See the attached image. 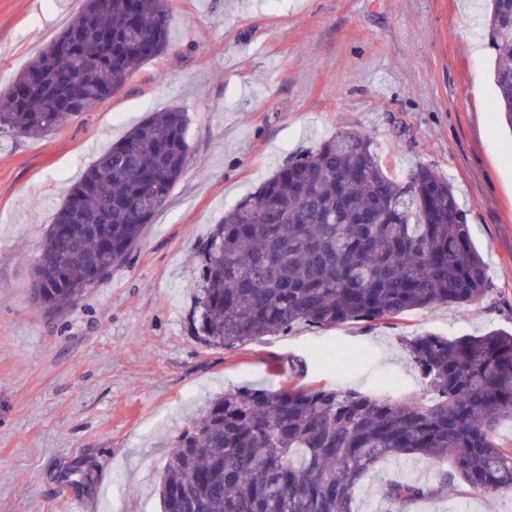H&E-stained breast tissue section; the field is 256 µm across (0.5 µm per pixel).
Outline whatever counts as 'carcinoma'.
I'll list each match as a JSON object with an SVG mask.
<instances>
[{"label": "carcinoma", "instance_id": "carcinoma-1", "mask_svg": "<svg viewBox=\"0 0 512 512\" xmlns=\"http://www.w3.org/2000/svg\"><path fill=\"white\" fill-rule=\"evenodd\" d=\"M165 0H84L82 11L0 92V133L41 138L93 111L170 47ZM494 111L512 130V0H493ZM186 112L135 125L66 196L34 261V294L73 308L123 264L185 172ZM192 322L209 347H234L304 323L391 322L488 287L452 184L420 166L394 174L364 132H341L288 160L224 214L197 249ZM419 396L328 385L246 386L210 401L175 440L162 512H357L364 477L418 456L452 467L433 481L389 480L405 512L458 486L512 490V331L408 341Z\"/></svg>", "mask_w": 512, "mask_h": 512}]
</instances>
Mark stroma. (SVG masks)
<instances>
[{
	"label": "stroma",
	"mask_w": 512,
	"mask_h": 512,
	"mask_svg": "<svg viewBox=\"0 0 512 512\" xmlns=\"http://www.w3.org/2000/svg\"><path fill=\"white\" fill-rule=\"evenodd\" d=\"M84 0H0V89ZM171 47L97 109L42 139L0 135V512H161L178 434L244 385L328 382L397 398L423 380L405 346L512 328V131L491 107L490 0H169ZM178 107L187 166L129 259L66 314L37 303L32 265L56 210L130 127ZM369 133L394 172L435 169L467 210L488 294L394 323L304 324L237 347L190 325L195 250L224 213L289 158ZM383 462L358 491L380 512ZM91 473L80 484L79 470ZM416 512H512V491L452 490Z\"/></svg>",
	"instance_id": "1"
}]
</instances>
